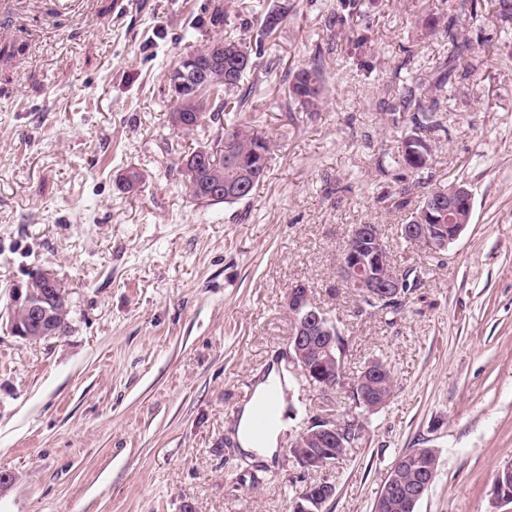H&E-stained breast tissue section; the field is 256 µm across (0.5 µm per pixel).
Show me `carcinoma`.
<instances>
[{"instance_id": "1", "label": "carcinoma", "mask_w": 512, "mask_h": 512, "mask_svg": "<svg viewBox=\"0 0 512 512\" xmlns=\"http://www.w3.org/2000/svg\"><path fill=\"white\" fill-rule=\"evenodd\" d=\"M422 25L433 30L443 27L448 35V41L452 46L450 58L439 63L430 73L419 78H403L399 80L398 88L391 103L387 104L388 110L392 111L393 120H398L407 114L412 123L420 130H427L433 134L447 132L443 125L442 118L437 113V102L432 97L443 91L451 82L456 72V59L469 52L470 47L458 41V33L455 31L454 18H445L428 14L421 20ZM214 42H209L204 47L192 52L199 70L196 80L203 85L202 92L194 98L176 96V107L174 113L186 116V120L198 126L205 115L213 119H220L222 112H241L248 103L250 96L256 93V84H251L243 94H236L240 86L244 85L245 76L257 69L260 51L253 48L252 44L243 39L224 38V64L217 68L209 67V60L212 58ZM288 100L302 112H317L324 103L326 95V80L324 68L319 61L314 60L299 68L291 77L286 89ZM231 140L235 144L237 155L255 164L251 171V177L247 180L246 186L238 194L224 193V182L228 181L236 166L233 156H228L225 150L221 149L224 141ZM214 150L210 153H203L199 147L187 154L182 162V177L189 195L196 200L226 204L237 203L249 198L255 189L262 183L268 172V159L272 151V142L263 138L245 125H228L224 136L215 140ZM404 166L411 172H418L428 166L430 160V147L420 137L404 139L402 141L401 154ZM454 183L439 184L425 191H419L420 182L414 181L404 184L395 193H387L381 200L389 202L390 208L396 211H409L406 219L408 224L419 223L420 216L424 214L427 201L430 197L448 192ZM430 224L429 236L439 238L449 232L452 224L448 223V215L440 212L434 213V217L426 220ZM379 244L370 240V245L364 248L363 257L373 267V273L379 277H386L390 274L400 278L403 282L402 294L390 297L381 292L370 294L350 281L346 286L352 289L358 298V312L367 309L373 312H384L386 314H397L406 304L408 292L418 287L421 276L420 271L414 267L402 269L394 264L386 267L374 266L371 262L372 252L377 250ZM36 281L42 283V292L45 300L51 302V316L36 318L30 322V339H38L43 336V331H54L56 335H62L70 328V307L69 300L63 296L61 289L55 288L56 281L45 276L33 275ZM380 370L378 376L379 386L371 391L368 401L362 404L365 409L370 405L379 403L383 396L394 390V375L391 368L382 360L375 359ZM343 445L336 443L325 447L304 448L301 457L309 463L327 460L329 462L342 456L347 447L355 440L352 435L351 426L353 423H346ZM404 462V468L397 474V496L388 500L383 494H378L373 503V512H408L406 499L414 490L417 479L421 476V470L432 469L439 471V457L433 448H408L400 454ZM309 498H316L324 504L330 500V496L324 493L322 486L312 484L300 493L292 501V512H301L300 504Z\"/></svg>"}]
</instances>
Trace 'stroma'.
Masks as SVG:
<instances>
[{"instance_id": "35a3bbf8", "label": "stroma", "mask_w": 512, "mask_h": 512, "mask_svg": "<svg viewBox=\"0 0 512 512\" xmlns=\"http://www.w3.org/2000/svg\"><path fill=\"white\" fill-rule=\"evenodd\" d=\"M284 13L261 35L269 7ZM226 11L213 28L215 9ZM0 0V312L30 274L69 290L68 333L29 341L0 324V512H288L329 481L322 512H371L396 458L436 449L440 468L416 512H502L495 475L512 462V21L471 16L470 0ZM455 18L478 71L453 79L437 108L447 135L417 132L382 109L394 75L446 58ZM260 41V86L242 121L274 142L246 200L189 196L181 164L223 136L171 122L174 64L216 35ZM319 59L318 112L290 110V76ZM432 148L426 185L464 181L470 224L440 255L397 235L405 212L397 146ZM143 173L126 189L122 174ZM377 225L394 264L423 269L395 317L358 314L339 262L351 226ZM308 283L346 341L344 378L384 359L395 391L377 412L288 380L304 417L333 412L356 440L320 470L287 449L280 424L267 463L233 433L258 371L283 368L285 296Z\"/></svg>"}]
</instances>
